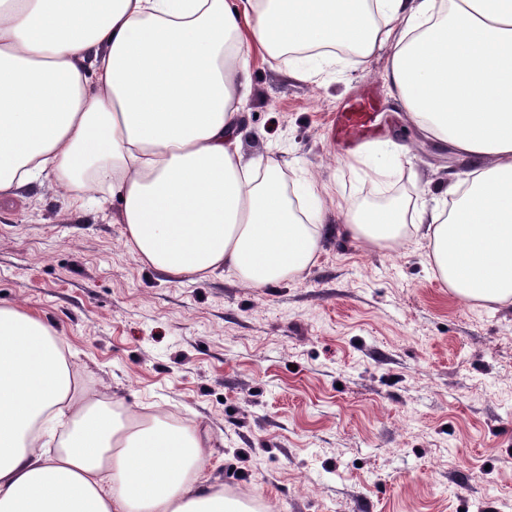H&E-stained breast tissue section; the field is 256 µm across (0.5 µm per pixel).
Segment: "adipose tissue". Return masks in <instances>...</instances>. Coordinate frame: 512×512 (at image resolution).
<instances>
[{
	"mask_svg": "<svg viewBox=\"0 0 512 512\" xmlns=\"http://www.w3.org/2000/svg\"><path fill=\"white\" fill-rule=\"evenodd\" d=\"M0 0V196L53 181L121 201L125 243L172 278L302 274L325 228L280 163L241 151L247 55L391 49L387 96L482 165L440 203L337 208L354 238L422 226L468 303L512 305V0ZM55 330L0 304V512H255L202 474L207 439L81 391Z\"/></svg>",
	"mask_w": 512,
	"mask_h": 512,
	"instance_id": "obj_1",
	"label": "adipose tissue"
}]
</instances>
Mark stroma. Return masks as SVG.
<instances>
[{
	"instance_id": "obj_1",
	"label": "stroma",
	"mask_w": 512,
	"mask_h": 512,
	"mask_svg": "<svg viewBox=\"0 0 512 512\" xmlns=\"http://www.w3.org/2000/svg\"><path fill=\"white\" fill-rule=\"evenodd\" d=\"M390 59L346 53L314 82L249 59L246 156L277 158L288 195L329 187V231L301 275L261 288L169 278L126 246L111 193L75 208L37 182L0 199V304L49 324L89 392L208 435L205 477L261 512H512V306L461 301L422 234L372 247L336 208L430 203L468 170L388 98ZM366 89L378 140L409 147L383 188L332 135Z\"/></svg>"
}]
</instances>
